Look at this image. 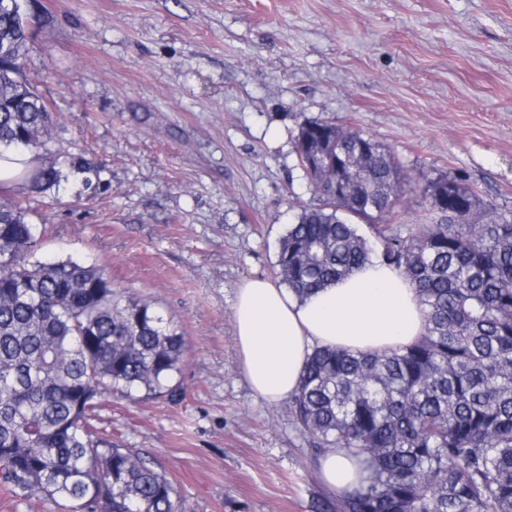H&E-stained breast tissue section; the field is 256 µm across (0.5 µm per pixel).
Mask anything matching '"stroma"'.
I'll return each instance as SVG.
<instances>
[{
	"label": "stroma",
	"mask_w": 512,
	"mask_h": 512,
	"mask_svg": "<svg viewBox=\"0 0 512 512\" xmlns=\"http://www.w3.org/2000/svg\"><path fill=\"white\" fill-rule=\"evenodd\" d=\"M26 74L58 112L65 172L36 257L104 267L184 332L173 394H111L97 427L147 456L184 512H317L331 494L287 404L245 381L232 306L274 276L314 203L291 133L351 123L410 174L395 224H427L420 188L462 175L512 211V0H30ZM98 167V189L68 172ZM0 512H73L0 484Z\"/></svg>",
	"instance_id": "stroma-1"
}]
</instances>
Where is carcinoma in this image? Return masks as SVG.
Here are the masks:
<instances>
[{
	"instance_id": "1",
	"label": "carcinoma",
	"mask_w": 512,
	"mask_h": 512,
	"mask_svg": "<svg viewBox=\"0 0 512 512\" xmlns=\"http://www.w3.org/2000/svg\"><path fill=\"white\" fill-rule=\"evenodd\" d=\"M22 0H0V153L45 149L58 117L24 73L33 48ZM318 203L280 242L277 275L304 299L373 258L411 279L426 310L416 342L377 354L316 348L289 410L315 455L358 459L362 477L322 512H512V220L461 176L421 188L433 224L398 230L408 175L352 124L306 119L293 133ZM0 189V483L79 512H181L153 462L97 435L110 391L157 395L185 338L96 264L33 259L25 202L60 182L53 163ZM475 216L450 224L446 211ZM367 226L368 234L359 225Z\"/></svg>"
}]
</instances>
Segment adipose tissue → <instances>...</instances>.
Returning <instances> with one entry per match:
<instances>
[{"mask_svg":"<svg viewBox=\"0 0 512 512\" xmlns=\"http://www.w3.org/2000/svg\"><path fill=\"white\" fill-rule=\"evenodd\" d=\"M232 311L241 372L270 405L296 392L314 347L383 352L418 340L426 323L416 285L378 260L303 300L272 279H245ZM319 476L339 495L357 481L354 462L333 452L320 458Z\"/></svg>","mask_w":512,"mask_h":512,"instance_id":"1","label":"adipose tissue"}]
</instances>
